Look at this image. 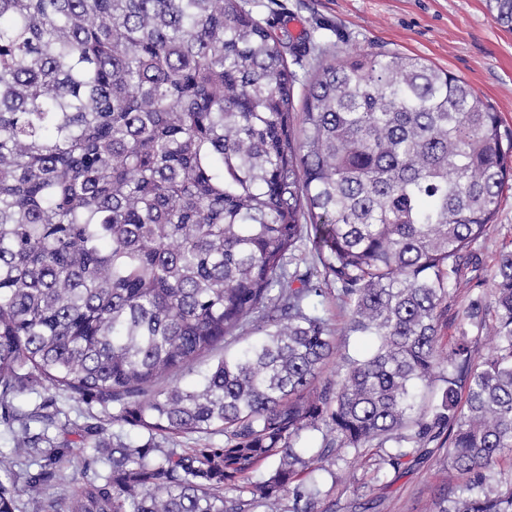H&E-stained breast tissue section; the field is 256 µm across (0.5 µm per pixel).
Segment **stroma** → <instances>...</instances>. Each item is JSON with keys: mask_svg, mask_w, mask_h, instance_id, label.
<instances>
[{"mask_svg": "<svg viewBox=\"0 0 512 512\" xmlns=\"http://www.w3.org/2000/svg\"><path fill=\"white\" fill-rule=\"evenodd\" d=\"M260 14L274 12L287 61L305 74L314 63L305 42L327 60L369 52L417 55L465 80L512 130V29L497 24L487 0H247ZM512 251V187L506 188L494 224L472 249L468 280L448 301L443 344L457 334V323L471 302L491 297L501 254ZM69 454L44 496L72 492L82 483L83 439L71 430L57 433ZM383 450L370 443L340 452L324 480L323 512H432L440 494L458 491L465 475L443 468L438 441L425 444L398 467L379 466Z\"/></svg>", "mask_w": 512, "mask_h": 512, "instance_id": "obj_1", "label": "stroma"}]
</instances>
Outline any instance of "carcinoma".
Wrapping results in <instances>:
<instances>
[{"label": "carcinoma", "mask_w": 512, "mask_h": 512, "mask_svg": "<svg viewBox=\"0 0 512 512\" xmlns=\"http://www.w3.org/2000/svg\"><path fill=\"white\" fill-rule=\"evenodd\" d=\"M489 9L512 28V0ZM296 82L246 0H0V512H322L315 473L336 451L392 442L395 468L444 428L467 483L435 512H512V251L493 350L469 336L480 298L440 348L512 181V131L393 51L318 63L297 139ZM329 284L347 335L371 341L359 355L317 313ZM39 387L90 420L85 480L51 502L70 419L53 398L17 408ZM111 426L149 440L108 443ZM307 429L323 435L309 458ZM190 434L224 447L178 449Z\"/></svg>", "instance_id": "carcinoma-1"}]
</instances>
